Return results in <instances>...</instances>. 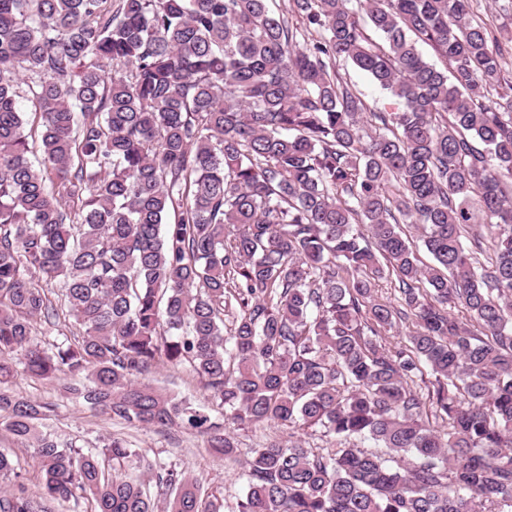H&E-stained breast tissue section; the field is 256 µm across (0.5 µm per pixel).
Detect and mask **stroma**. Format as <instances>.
Returning a JSON list of instances; mask_svg holds the SVG:
<instances>
[{"mask_svg":"<svg viewBox=\"0 0 512 512\" xmlns=\"http://www.w3.org/2000/svg\"><path fill=\"white\" fill-rule=\"evenodd\" d=\"M147 378L154 385L190 397L196 403L202 404L207 400L202 383L188 366L154 370L148 373ZM9 387L16 394L57 403L58 414L47 423L48 431L54 436L90 450L109 436L125 434L141 450L145 461L172 463L190 471L207 491L223 493L230 507L234 506L236 497L242 495L245 488L241 460L247 459L252 449L288 436L286 428L273 424L236 429L234 437L238 445V459L228 462L209 455L203 438L190 429H124L108 416L93 412L75 400L63 384L34 382L20 374L11 380Z\"/></svg>","mask_w":512,"mask_h":512,"instance_id":"stroma-1","label":"stroma"}]
</instances>
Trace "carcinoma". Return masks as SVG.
Listing matches in <instances>:
<instances>
[{"label": "carcinoma", "instance_id": "obj_1", "mask_svg": "<svg viewBox=\"0 0 512 512\" xmlns=\"http://www.w3.org/2000/svg\"><path fill=\"white\" fill-rule=\"evenodd\" d=\"M270 2L0 0V380L74 379L89 409L227 461L230 426L288 427L234 512H512V34L480 0ZM341 59L397 109L363 120ZM181 364L207 403L139 380ZM57 409L0 389L32 459L0 448V512H224L175 464H147L149 495L123 437L61 444Z\"/></svg>", "mask_w": 512, "mask_h": 512}]
</instances>
